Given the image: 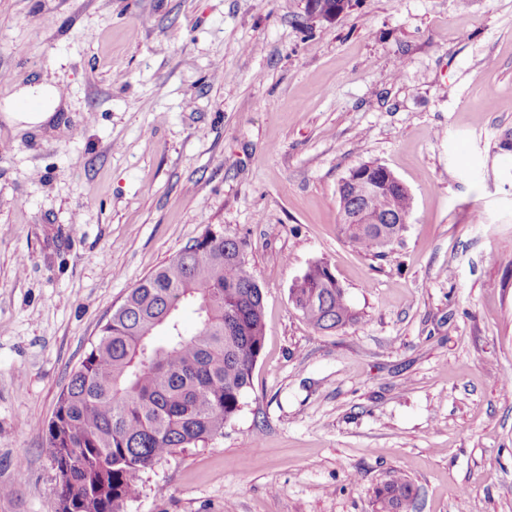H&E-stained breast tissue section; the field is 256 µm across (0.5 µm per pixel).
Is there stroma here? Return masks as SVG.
I'll use <instances>...</instances> for the list:
<instances>
[{
	"instance_id": "1",
	"label": "stroma",
	"mask_w": 512,
	"mask_h": 512,
	"mask_svg": "<svg viewBox=\"0 0 512 512\" xmlns=\"http://www.w3.org/2000/svg\"><path fill=\"white\" fill-rule=\"evenodd\" d=\"M0 512H57L47 424L101 324L211 229L265 342L223 436L124 512H512V0H0ZM62 98L38 130L19 89ZM366 162L412 196L385 256L341 234ZM328 263L358 318L289 290ZM20 96L27 99H35L41 103L36 110H21L17 112H7L6 120L10 124L18 126L20 129L30 130L39 127L45 123L54 113L53 109L60 101V93L49 84H40L38 86L22 89ZM294 308L319 331H336L357 319L342 285L327 263L311 264L290 288ZM381 512H408L412 508L411 485L403 478L394 477L375 491Z\"/></svg>"
}]
</instances>
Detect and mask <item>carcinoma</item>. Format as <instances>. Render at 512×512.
<instances>
[{"instance_id": "obj_1", "label": "carcinoma", "mask_w": 512, "mask_h": 512, "mask_svg": "<svg viewBox=\"0 0 512 512\" xmlns=\"http://www.w3.org/2000/svg\"><path fill=\"white\" fill-rule=\"evenodd\" d=\"M340 231L383 253L404 231L412 197L398 179L375 183L365 224L361 202L339 186ZM243 241L206 232L130 289L100 327L57 401L48 448L58 512H123L137 476L163 458L223 433L251 387L264 346L261 288L237 254ZM294 308L319 331L357 313L327 263L311 264L290 288ZM194 309V333L180 311ZM380 512H410L411 485L394 477L375 491Z\"/></svg>"}]
</instances>
